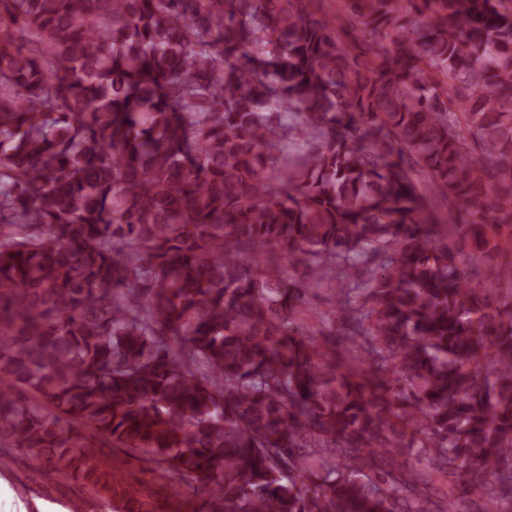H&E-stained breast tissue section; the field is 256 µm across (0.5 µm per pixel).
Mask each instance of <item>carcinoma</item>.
<instances>
[{
  "label": "carcinoma",
  "instance_id": "1",
  "mask_svg": "<svg viewBox=\"0 0 512 512\" xmlns=\"http://www.w3.org/2000/svg\"><path fill=\"white\" fill-rule=\"evenodd\" d=\"M323 2L0 0V448L111 512H512V0ZM310 313L303 322V327L307 332L317 333V331L328 324L325 320L331 317L334 310V299L330 291L319 290L310 296Z\"/></svg>",
  "mask_w": 512,
  "mask_h": 512
}]
</instances>
